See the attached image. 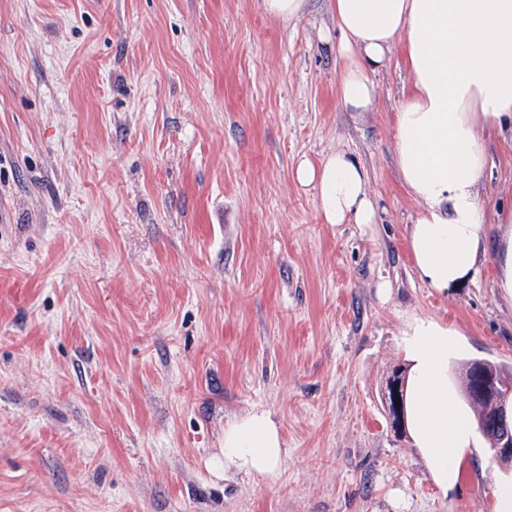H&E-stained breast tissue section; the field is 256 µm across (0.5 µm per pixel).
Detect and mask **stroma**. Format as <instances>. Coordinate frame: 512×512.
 <instances>
[{"instance_id": "35a3bbf8", "label": "stroma", "mask_w": 512, "mask_h": 512, "mask_svg": "<svg viewBox=\"0 0 512 512\" xmlns=\"http://www.w3.org/2000/svg\"><path fill=\"white\" fill-rule=\"evenodd\" d=\"M329 0H0V512H498L512 472L471 448L440 487L378 392L411 316L512 366L492 265L439 294L395 163L401 48L369 111L340 102ZM483 221L512 214L490 126ZM367 170L373 225L328 224L301 159ZM268 411L275 479L223 470ZM268 15L282 21H290L299 16L306 0H263Z\"/></svg>"}]
</instances>
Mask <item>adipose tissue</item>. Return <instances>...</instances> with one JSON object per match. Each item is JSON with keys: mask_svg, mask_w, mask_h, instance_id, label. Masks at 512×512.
I'll use <instances>...</instances> for the list:
<instances>
[{"mask_svg": "<svg viewBox=\"0 0 512 512\" xmlns=\"http://www.w3.org/2000/svg\"><path fill=\"white\" fill-rule=\"evenodd\" d=\"M347 63L339 77L343 105L370 109V73L401 46L411 80L395 114L396 166L420 212L408 233L418 277L447 291L475 275L486 251L478 185L487 168L486 127L512 121V0H330ZM300 185L316 190L329 224L376 221L368 174L342 151L300 160ZM404 345L412 362L406 421L440 485L448 463L474 447L472 415L448 395L450 333L412 317ZM283 448L269 412L253 410L224 429V464L274 478Z\"/></svg>", "mask_w": 512, "mask_h": 512, "instance_id": "ef3b65f1", "label": "adipose tissue"}]
</instances>
